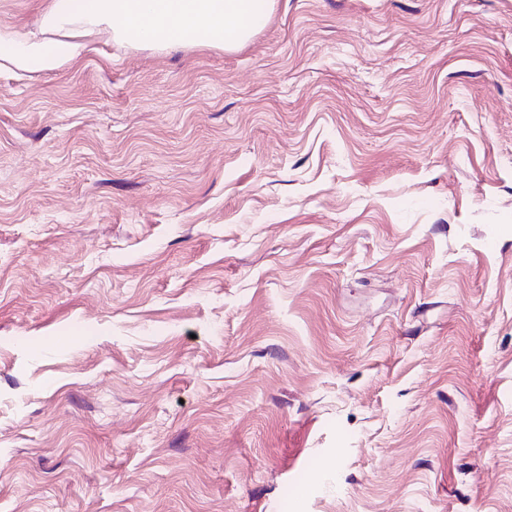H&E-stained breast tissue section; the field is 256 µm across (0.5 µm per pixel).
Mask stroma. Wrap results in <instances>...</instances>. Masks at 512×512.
Segmentation results:
<instances>
[{
  "label": "stroma",
  "instance_id": "1",
  "mask_svg": "<svg viewBox=\"0 0 512 512\" xmlns=\"http://www.w3.org/2000/svg\"><path fill=\"white\" fill-rule=\"evenodd\" d=\"M0 512H512V0L1 70Z\"/></svg>",
  "mask_w": 512,
  "mask_h": 512
}]
</instances>
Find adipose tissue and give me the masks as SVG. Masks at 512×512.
<instances>
[{
    "instance_id": "1",
    "label": "adipose tissue",
    "mask_w": 512,
    "mask_h": 512,
    "mask_svg": "<svg viewBox=\"0 0 512 512\" xmlns=\"http://www.w3.org/2000/svg\"><path fill=\"white\" fill-rule=\"evenodd\" d=\"M272 0H50L38 32L0 30V69L51 72L93 52L102 36L129 47L235 50Z\"/></svg>"
}]
</instances>
